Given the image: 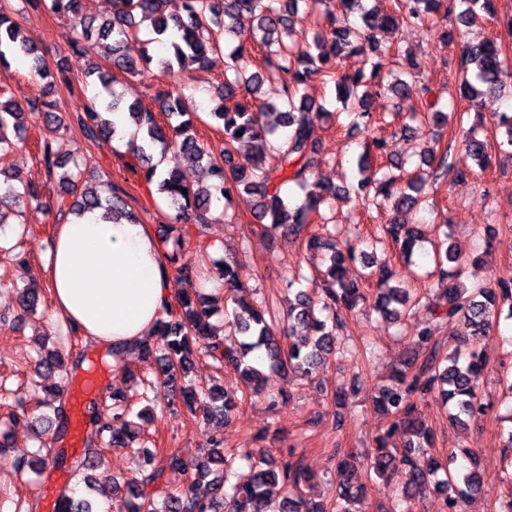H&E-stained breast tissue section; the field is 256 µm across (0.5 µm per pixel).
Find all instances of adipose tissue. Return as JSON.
<instances>
[{
  "instance_id": "adipose-tissue-1",
  "label": "adipose tissue",
  "mask_w": 512,
  "mask_h": 512,
  "mask_svg": "<svg viewBox=\"0 0 512 512\" xmlns=\"http://www.w3.org/2000/svg\"><path fill=\"white\" fill-rule=\"evenodd\" d=\"M47 270L55 318L115 350L152 335L172 297L152 226L107 220L99 209L57 225Z\"/></svg>"
}]
</instances>
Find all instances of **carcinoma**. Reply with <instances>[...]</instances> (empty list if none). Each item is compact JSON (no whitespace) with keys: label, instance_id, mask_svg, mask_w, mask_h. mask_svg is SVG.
<instances>
[{"label":"carcinoma","instance_id":"1","mask_svg":"<svg viewBox=\"0 0 512 512\" xmlns=\"http://www.w3.org/2000/svg\"><path fill=\"white\" fill-rule=\"evenodd\" d=\"M307 0H182L181 16L165 13V0H114L112 17L89 18L82 35L72 39V54L57 62L51 72L36 47L26 41L20 28L0 9V68L10 67L8 57L31 62L33 72L43 79L62 78L77 66L84 75L96 76L103 91L100 99H91L77 113L76 122L89 141L114 135L115 129L107 114L127 112L143 130L142 144L130 152L125 165L140 173L146 186L158 185L175 211L173 223L166 225L159 239L167 259L169 273L188 278L192 269L179 263V255L189 245V237L177 228L191 214L200 223L213 201L231 198L245 192L257 197L256 213L261 233L279 230L289 235L304 236L306 249L322 251L328 265L321 272L323 287L314 292L299 290L294 294L288 312V341L274 330L277 316L270 306L253 305L240 298L233 309L230 335H221L210 319L218 312L214 294L191 296L187 293L168 303L157 322L156 341L133 345L138 355L151 361L155 379H141V399L158 400L159 389L177 378H185L195 362L204 356L213 361V368H233L244 382L249 396L258 395L267 379L262 368L292 369L301 376H310L338 353L336 332L342 316L352 312L363 300L367 285L380 286L375 311L385 318H398L423 306L429 310L434 324L413 333L414 349L399 367L390 383L374 398L375 405L388 418V425L376 439L370 457V470L378 477L398 474L402 490L423 493L433 489L443 494L444 512H459L460 502L467 496L484 492L479 472L466 473L452 468L454 456L440 462L433 458L428 469L419 466L421 456L433 449V431L417 414V403L437 395L448 405V422L464 426L484 417L488 405L478 395V379L485 368L477 340L486 335L493 321L500 317L502 306L508 305L506 318L512 319V275L497 279L490 287L468 290L454 279L459 274L448 272V264L462 266L463 258L448 240L434 249V272L441 287L430 294L417 295L406 288L388 286L396 276L390 259H377L358 249L351 239L338 240L336 233L307 231L313 217L321 216V206L336 200L354 202L370 210L389 202L401 213L425 203L426 180L417 171L408 172L403 163L390 161L393 172H368L373 161L389 155V141L374 136L367 141L360 158V178L346 187L325 185L319 192L308 193L301 202L289 195L288 184L304 187L315 166V155L323 130V120L331 115L300 88L314 79L329 78L335 83L336 99L358 118L370 117L372 94H406V82L385 83L384 62L376 55L379 36L385 29L400 24L416 25L428 31L437 29L433 15L444 10V17L456 15L465 27L479 19L495 15L494 0H393L385 13L379 7L367 9L363 0H339L342 13L358 12L363 21V35L356 40L346 26L336 25V16L327 14L317 20L311 36H296L291 31L292 18L299 3ZM150 21L154 42L167 49L158 59L149 52L141 60L125 56L124 44L137 36L138 26ZM260 47L262 60L255 65L247 42ZM224 54V83L215 95L216 105L209 112L224 133V149L214 152L197 136L183 93L184 81L196 69L203 68L210 56ZM366 56L363 67L354 71L342 69V61L352 56ZM110 61L119 71L133 76L142 66L157 62L159 72L170 78L168 88L158 94L159 111L125 102L116 91L115 79L95 66L94 57ZM278 78L283 84L280 103L264 102L260 89L267 80ZM456 88L460 97L470 103L486 93H512V62L504 55L501 44L490 38L472 39L462 48ZM41 119L40 161L48 180L57 184V208L60 212L80 213L104 208L105 218H125L139 222L138 214L129 207L126 192L110 181L82 179L77 159L61 160L58 135L62 118L52 101L33 102L23 106L15 99L0 101V159L10 155L24 143L25 114ZM422 126L450 129L455 137L463 127L464 113L444 112L433 104L410 113ZM461 145L478 161L480 168L489 164L486 141L479 138V129L472 125L460 139ZM160 148L167 158V168L157 172L152 150ZM450 147L434 136L431 147L421 155L423 163L438 161L437 171L456 181L465 173L448 164ZM206 162L209 183L195 187L183 179L187 164ZM21 176L0 169V208L22 207L37 199L20 189ZM187 193H182V190ZM385 237L399 248L401 256H411L422 230L400 218L383 225ZM369 269L357 278L349 276V265L356 261ZM209 278L224 282L230 291L244 292L236 264L229 259L213 262ZM40 288L18 291V301L26 314L36 311ZM456 319L470 329L472 342L445 350L435 339L437 324ZM68 361L59 350L47 352L38 360L37 372L51 376L62 370ZM192 413H202L208 422L230 420L237 402L213 385L200 393L188 383L167 398L163 411L174 413L177 402ZM132 409L125 395L112 396L109 411L91 406L90 438L100 446L119 445L132 452L138 464L135 476L112 482V503L115 512H354L353 505L363 497V484L356 481L354 456L344 454L336 462L339 493L332 502L315 503L306 497L305 486L313 480L298 462L277 461L272 455L254 457L253 453H224V440L211 434L206 440L204 455L184 460L174 453L163 454L156 443L133 444ZM14 424L38 426L46 435L65 428L63 405L54 408V417H31L25 411L10 413ZM408 432L411 440L402 448L389 447V437ZM41 454L19 458L16 470L40 472L49 459L58 462L63 455L45 442ZM98 450L87 447L70 460L67 468L72 477L89 482V471L98 464ZM248 462L249 472L228 486L224 471L236 460ZM444 478H438V473ZM280 487L279 497L271 488ZM57 512H101L100 504L90 497L71 495L57 503Z\"/></svg>","mask_w":512,"mask_h":512}]
</instances>
